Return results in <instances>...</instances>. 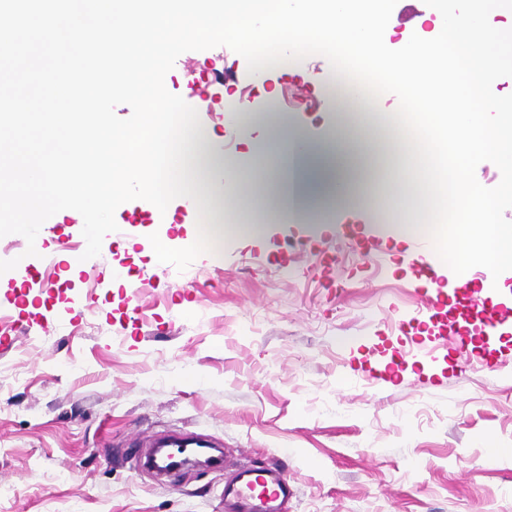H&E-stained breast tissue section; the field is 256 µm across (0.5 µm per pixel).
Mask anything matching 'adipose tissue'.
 <instances>
[{
  "mask_svg": "<svg viewBox=\"0 0 512 512\" xmlns=\"http://www.w3.org/2000/svg\"><path fill=\"white\" fill-rule=\"evenodd\" d=\"M338 100L336 134L320 142L309 141L301 132L279 118L272 132L252 149L258 166H240L224 162L212 151L214 133L200 127L193 141L191 167L197 185L205 187L210 205L205 211L206 232L211 244H220L225 233L238 227L239 216L234 203L242 180H270L277 194L280 214L299 218L306 214L326 220L332 201L351 199L357 176V149L364 140L355 130L353 107L366 105L367 96L354 82L335 85ZM372 131L377 138H388L392 150L387 172L392 186L390 193L398 211V234L413 236L422 216L420 187L413 175L414 165L397 123L390 114L372 115Z\"/></svg>",
  "mask_w": 512,
  "mask_h": 512,
  "instance_id": "adipose-tissue-1",
  "label": "adipose tissue"
}]
</instances>
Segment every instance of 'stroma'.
<instances>
[{
	"mask_svg": "<svg viewBox=\"0 0 512 512\" xmlns=\"http://www.w3.org/2000/svg\"><path fill=\"white\" fill-rule=\"evenodd\" d=\"M315 54L296 74H249L225 46L187 51L165 80L195 74L196 111L213 152L245 160L269 100L305 137L336 124ZM387 146L370 142L355 208L290 223L258 181L240 204L262 234L231 235L188 272L158 262L197 237L179 201L141 200L84 259L80 214L37 235L0 238V512H224L244 466L283 469L280 512H512V318L482 332L468 298L479 280L448 276L447 309L413 321L427 287L415 240L380 211ZM137 302H130L131 291ZM467 335L466 353L453 339ZM160 436L221 449L217 468L165 476L140 459Z\"/></svg>",
	"mask_w": 512,
	"mask_h": 512,
	"instance_id": "stroma-1",
	"label": "stroma"
}]
</instances>
